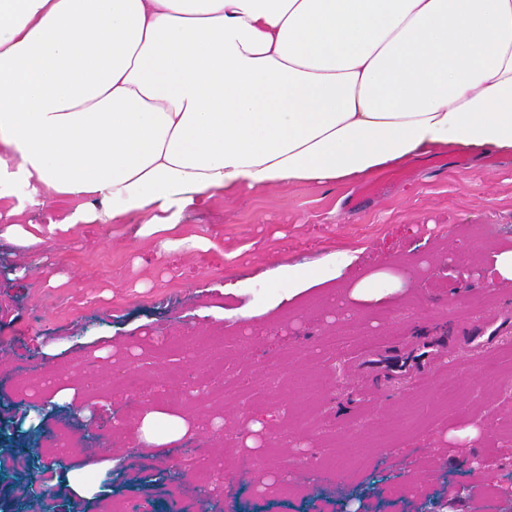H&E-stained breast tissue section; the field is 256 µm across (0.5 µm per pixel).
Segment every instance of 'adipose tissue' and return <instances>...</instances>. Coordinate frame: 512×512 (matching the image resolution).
Returning <instances> with one entry per match:
<instances>
[{"label": "adipose tissue", "instance_id": "1", "mask_svg": "<svg viewBox=\"0 0 512 512\" xmlns=\"http://www.w3.org/2000/svg\"><path fill=\"white\" fill-rule=\"evenodd\" d=\"M0 198L36 185L65 225L143 215L159 252L209 251L177 214L218 192L346 186L431 152L512 153V0H0ZM284 265L249 320L340 279ZM185 415L140 410L145 446Z\"/></svg>", "mask_w": 512, "mask_h": 512}]
</instances>
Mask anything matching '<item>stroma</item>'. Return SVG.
<instances>
[{"label":"stroma","mask_w":512,"mask_h":512,"mask_svg":"<svg viewBox=\"0 0 512 512\" xmlns=\"http://www.w3.org/2000/svg\"><path fill=\"white\" fill-rule=\"evenodd\" d=\"M442 163L412 162L398 182L360 210L345 188L290 184L216 194L177 216L184 229L210 238L214 250L158 253L137 236L131 216L104 229L79 225L24 247L0 238V429L25 463L0 466V512H66L67 477L88 474L89 512L119 503L155 512H512V326L492 346L474 347V329L512 318V284L499 283L492 255L512 247V155L476 159L455 148ZM73 204L0 198L17 224H59ZM353 256L343 281L385 268L403 287L369 306L326 302L322 288L260 317L254 328L217 317L248 304L234 285H274L284 264ZM39 268L21 273L32 259ZM66 273V283L49 280ZM223 337L195 365L223 369L224 396L155 402L124 380L140 374L176 381L185 360L179 341ZM443 339L432 374L393 381L360 372L364 358ZM73 386L71 403L37 415L47 379ZM463 384L455 400L442 384ZM180 412L198 427L187 442L212 455H240L252 420L270 431L258 473L210 474L183 464V447L160 454L137 444L129 405ZM98 412L99 440L82 443V413ZM223 426L214 429L212 420ZM69 426L72 451L50 467L39 462L47 433ZM477 429L457 439L456 430ZM123 468L111 467L114 457ZM287 472L286 491L260 492L258 476Z\"/></svg>","instance_id":"stroma-1"}]
</instances>
